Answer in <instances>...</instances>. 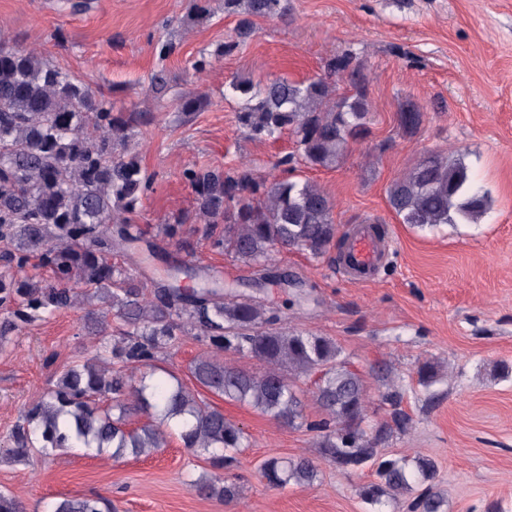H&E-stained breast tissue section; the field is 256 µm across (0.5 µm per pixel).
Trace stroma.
<instances>
[{"label":"stroma","mask_w":512,"mask_h":512,"mask_svg":"<svg viewBox=\"0 0 512 512\" xmlns=\"http://www.w3.org/2000/svg\"><path fill=\"white\" fill-rule=\"evenodd\" d=\"M212 15L192 19L190 0H0V42L40 53L93 90L105 92L115 111L139 115L133 142L155 175L153 192L137 205L136 221L158 248L181 259L203 258L224 280L254 278L255 268L213 251L201 236L193 194L183 173L193 167L246 166L271 175L274 162L293 152L290 135L253 140L236 120L237 103L225 99L231 76L254 81L274 76L305 80L346 51L357 55L371 105L370 133L352 143L334 169L300 166L335 203L341 234L385 225V256L373 282L338 272L335 255L301 251L272 255L274 270L313 285L318 304L289 309L287 327L325 336L365 381L368 421H388L377 369L386 365L403 389V410L414 424L382 445L386 456L421 454L438 465L442 512H486L496 503L512 512V0H288V12L257 18L236 51L218 55L234 37L238 15L211 0ZM175 43L163 58L159 45ZM212 57L205 71L192 61ZM164 72L168 90H154ZM203 96L191 114L180 96ZM424 113L416 132L398 125L405 102ZM461 151L474 187L489 208L475 224L418 228L401 223L386 188L424 153ZM185 218L191 248L177 250L156 228ZM86 307L60 310L27 325L0 344V441L30 396L47 387L72 360L89 355L82 331ZM437 362L440 378L418 385L416 370ZM251 440L233 467L240 500L225 504L197 496L189 479L209 471L206 457L178 442L149 457L71 454L28 463L0 464V491L27 512H48L64 497L101 495L118 512H374L361 497L370 469L344 475L320 464L313 484L281 490L258 475L271 456L316 457L302 428L278 424L252 408L209 396Z\"/></svg>","instance_id":"1"}]
</instances>
